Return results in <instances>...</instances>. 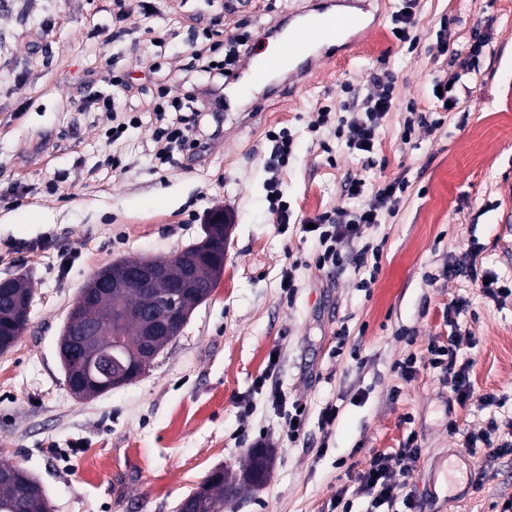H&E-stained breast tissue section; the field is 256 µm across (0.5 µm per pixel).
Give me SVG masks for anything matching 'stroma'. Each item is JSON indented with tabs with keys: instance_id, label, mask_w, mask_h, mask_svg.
<instances>
[{
	"instance_id": "stroma-1",
	"label": "stroma",
	"mask_w": 512,
	"mask_h": 512,
	"mask_svg": "<svg viewBox=\"0 0 512 512\" xmlns=\"http://www.w3.org/2000/svg\"><path fill=\"white\" fill-rule=\"evenodd\" d=\"M311 3L246 0L229 15L224 0H153L148 13L126 0L119 24L113 0H0V279L25 278L33 296L27 328L0 354V460L32 475L54 512H178L215 469H241L258 447L272 454L266 482L224 512H328L373 455L411 433L422 448L409 481L419 512H500L512 499V455L465 446L468 433L512 416V297L448 274L475 241L478 267L512 288V0H417L412 44L393 35L404 0H355L351 11L372 26L357 55L319 48L306 76L232 93L224 138L202 165L156 158L155 106L186 88L146 80L145 63L176 68L196 45L234 33L255 52L276 48L265 29ZM105 69L122 83H89ZM376 74L391 75L394 107L363 153L337 128L361 113ZM449 78L445 109L434 85ZM103 100L137 119L119 140L107 137ZM325 107L327 124L312 130ZM412 115L437 126L406 133ZM271 129L293 142L280 169ZM400 179L409 187L395 212L340 244L338 271L319 269L303 224L369 208ZM272 180L290 207L285 228L270 211ZM352 181L362 186L354 198ZM218 210L229 226L224 272L180 336L132 383L73 397L57 342L85 284L111 262L164 260L197 243ZM366 244L380 266L367 290L355 259ZM453 323L473 338L459 357L473 362L476 392L503 407L457 404L429 365V346L447 343ZM412 355L409 378L399 365ZM266 374L305 406L299 439L258 388ZM329 404L339 415L326 428Z\"/></svg>"
}]
</instances>
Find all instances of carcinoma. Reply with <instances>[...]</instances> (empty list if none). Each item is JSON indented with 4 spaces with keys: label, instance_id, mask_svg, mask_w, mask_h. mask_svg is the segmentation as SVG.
Wrapping results in <instances>:
<instances>
[{
    "label": "carcinoma",
    "instance_id": "1",
    "mask_svg": "<svg viewBox=\"0 0 512 512\" xmlns=\"http://www.w3.org/2000/svg\"><path fill=\"white\" fill-rule=\"evenodd\" d=\"M157 265L167 269L168 277L158 280L149 291L138 287L117 288L110 294L100 295L87 284L86 306L83 308L84 322L97 325L96 341L106 346L113 341L108 325L102 323V313L109 309L118 317L130 309L148 308L158 314L167 313L162 300L168 296V280L185 283L177 298V305L189 314L205 301L224 272L223 235L204 228V238L183 249L182 258L176 265L171 261H159ZM8 294L0 300V352L11 348L17 340L16 331L20 315L27 306L31 289L23 278L8 279ZM140 325L132 320L124 326L122 343L127 348L140 344ZM271 453L263 448L252 451L248 462L237 473L222 469L213 471L199 488L185 498L192 512H224V499L265 482L271 467ZM12 474V479H0V512H47L46 500L39 484L20 468L0 462V474Z\"/></svg>",
    "mask_w": 512,
    "mask_h": 512
}]
</instances>
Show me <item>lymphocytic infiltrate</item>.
I'll list each match as a JSON object with an SVG mask.
<instances>
[{
	"label": "lymphocytic infiltrate",
	"mask_w": 512,
	"mask_h": 512,
	"mask_svg": "<svg viewBox=\"0 0 512 512\" xmlns=\"http://www.w3.org/2000/svg\"><path fill=\"white\" fill-rule=\"evenodd\" d=\"M216 51L213 45L202 47L187 63V70L207 73L208 79L191 84L185 105L174 106L170 111L158 108V115L167 119L165 126L156 133L158 159L167 160L173 145L177 144L184 150L186 166L192 167L203 162L213 144L221 138L222 127L210 126L209 121L212 113L224 109L226 69L234 65L237 53L228 50L223 60L218 61L214 58ZM374 85L376 90L366 101L364 117L352 118L347 123L346 144L349 149L371 152L379 121L392 108L390 83L378 79ZM407 187L403 180L384 185L376 193V206L353 215L339 209L316 216L314 233L321 245L317 256L319 266L338 267L341 263L340 244L347 239L366 237L373 224L378 223L380 210H395L398 193L406 191ZM472 342V336L457 329L451 330L447 344L430 347V363L447 372L448 384L459 404L473 400L484 408L496 406L499 400L495 394L476 393L469 378L470 362L458 359L461 349ZM420 456L421 448L411 438L395 454L373 456L368 466L356 476L353 487L344 486L337 491L334 507H348L350 497L355 496L363 499L364 512H390L397 506L403 507L405 512H414L416 503L406 494L405 488Z\"/></svg>",
	"instance_id": "f902f5d3"
}]
</instances>
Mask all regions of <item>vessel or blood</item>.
<instances>
[{
  "mask_svg": "<svg viewBox=\"0 0 512 512\" xmlns=\"http://www.w3.org/2000/svg\"><path fill=\"white\" fill-rule=\"evenodd\" d=\"M361 32L359 16L336 12L329 0H321L320 4L306 11L301 21L289 28L278 53L261 57L254 63L251 79L259 82L289 68L303 73L313 66L312 51L316 45L342 42L354 47Z\"/></svg>",
  "mask_w": 512,
  "mask_h": 512,
  "instance_id": "b4317fda",
  "label": "vessel or blood"
}]
</instances>
